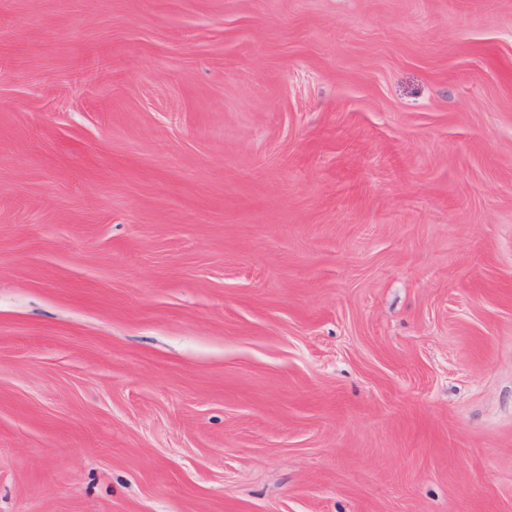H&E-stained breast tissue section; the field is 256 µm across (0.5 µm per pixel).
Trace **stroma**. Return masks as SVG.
<instances>
[{
    "instance_id": "stroma-1",
    "label": "stroma",
    "mask_w": 512,
    "mask_h": 512,
    "mask_svg": "<svg viewBox=\"0 0 512 512\" xmlns=\"http://www.w3.org/2000/svg\"><path fill=\"white\" fill-rule=\"evenodd\" d=\"M0 512H512V0H0Z\"/></svg>"
}]
</instances>
